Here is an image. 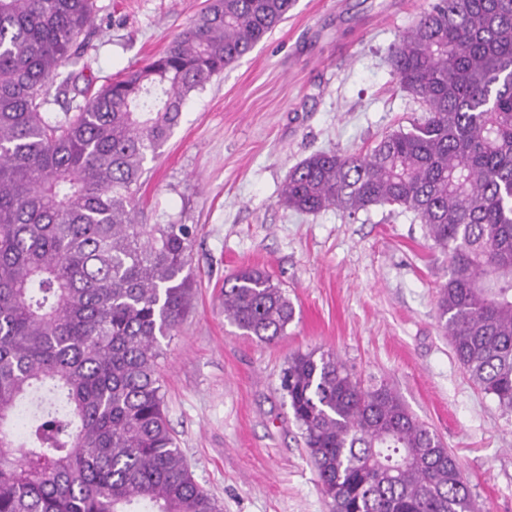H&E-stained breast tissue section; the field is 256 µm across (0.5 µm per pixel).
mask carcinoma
Masks as SVG:
<instances>
[{"mask_svg":"<svg viewBox=\"0 0 512 512\" xmlns=\"http://www.w3.org/2000/svg\"><path fill=\"white\" fill-rule=\"evenodd\" d=\"M294 2L211 0L160 56L52 114L94 0H0V512H219L156 373L194 296L195 227L138 223L134 194L190 93ZM390 60L423 118L364 155H310L281 201L414 214L448 259L438 315L452 351L512 411V0H434ZM224 317L271 343L294 307L242 268L224 279ZM281 387L333 512H476L456 458L388 384L311 350Z\"/></svg>","mask_w":512,"mask_h":512,"instance_id":"obj_1","label":"carcinoma"}]
</instances>
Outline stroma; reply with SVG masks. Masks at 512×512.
<instances>
[{"mask_svg": "<svg viewBox=\"0 0 512 512\" xmlns=\"http://www.w3.org/2000/svg\"><path fill=\"white\" fill-rule=\"evenodd\" d=\"M430 0H296L288 18L194 92L136 192L142 224L196 227L188 315L161 343L167 418L221 512H332L281 388L291 356L336 353L386 381L456 457L479 512H512V412L453 355L438 319L448 262L413 214L280 204L288 173L324 150L363 154L422 116L390 51ZM77 87L162 53L208 0H95ZM266 270L295 319L264 344L224 317V279Z\"/></svg>", "mask_w": 512, "mask_h": 512, "instance_id": "1", "label": "stroma"}]
</instances>
